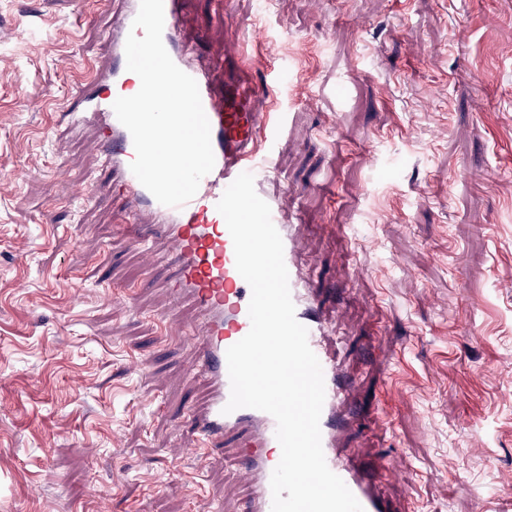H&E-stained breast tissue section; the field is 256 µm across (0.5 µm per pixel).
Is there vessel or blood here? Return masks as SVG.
<instances>
[{"mask_svg": "<svg viewBox=\"0 0 512 512\" xmlns=\"http://www.w3.org/2000/svg\"><path fill=\"white\" fill-rule=\"evenodd\" d=\"M139 3L140 0H128L123 18L109 27L112 68L107 78H88L78 88L83 109L74 113L73 122L99 130L101 155L111 173L108 184L100 186V193L116 188L125 195L123 221L145 257H152L157 242L168 244L175 268L172 287L196 308V358L192 371L208 386L204 408L193 415L198 446L220 448L228 438H236L241 448L236 475L251 488L246 512H271L270 479L278 464L271 453L278 445L276 422L271 415L255 409L240 408L229 414L224 411L230 397L226 351L250 330L251 289L236 269L233 241L216 209L225 189L240 173L273 167L275 136L269 127L270 115L264 109L271 92L268 66L247 59L239 39L231 38L227 56L235 62L236 71L225 76L223 86H216L213 64L200 45L187 44L179 38L182 0H164L163 43L175 64L199 86L211 126L215 165L183 207L161 205L130 170L135 157L133 142L114 113L115 97L111 93L112 88L125 87L128 82L125 42ZM269 206L284 245L295 315L307 328L309 346L323 370L325 401L320 430L326 463L344 481L364 512H388L374 486L337 453L342 435L353 422L352 416L341 408L350 382L340 374L327 347L319 304L301 278L293 227L277 201H270ZM146 213L152 216V223H141L140 218Z\"/></svg>", "mask_w": 512, "mask_h": 512, "instance_id": "vessel-or-blood-1", "label": "vessel or blood"}]
</instances>
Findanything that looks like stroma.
Returning a JSON list of instances; mask_svg holds the SVG:
<instances>
[{"instance_id":"obj_1","label":"stroma","mask_w":512,"mask_h":512,"mask_svg":"<svg viewBox=\"0 0 512 512\" xmlns=\"http://www.w3.org/2000/svg\"><path fill=\"white\" fill-rule=\"evenodd\" d=\"M122 0H0V512H244L230 442L194 452L195 309L73 86ZM272 61L274 172L353 381L342 443L390 512H512V0H185ZM176 316H169L171 307Z\"/></svg>"}]
</instances>
